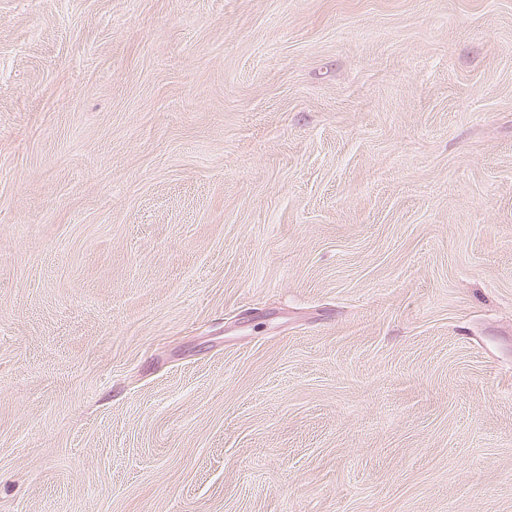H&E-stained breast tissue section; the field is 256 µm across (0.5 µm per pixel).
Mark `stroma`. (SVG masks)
Segmentation results:
<instances>
[{
	"mask_svg": "<svg viewBox=\"0 0 512 512\" xmlns=\"http://www.w3.org/2000/svg\"><path fill=\"white\" fill-rule=\"evenodd\" d=\"M0 512H512V0H0Z\"/></svg>",
	"mask_w": 512,
	"mask_h": 512,
	"instance_id": "35a3bbf8",
	"label": "stroma"
}]
</instances>
